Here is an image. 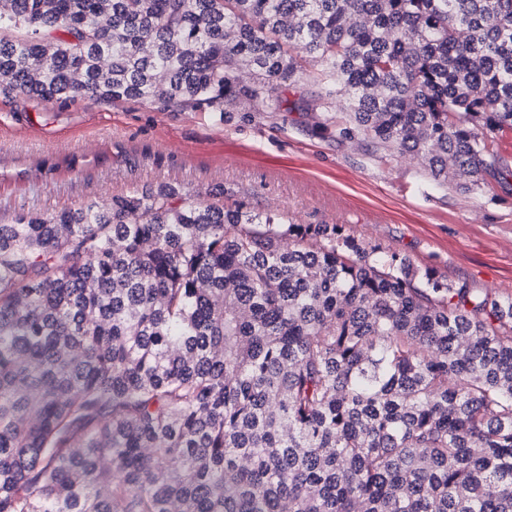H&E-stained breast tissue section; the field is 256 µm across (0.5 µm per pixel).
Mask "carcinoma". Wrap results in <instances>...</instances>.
<instances>
[{"label": "carcinoma", "mask_w": 512, "mask_h": 512, "mask_svg": "<svg viewBox=\"0 0 512 512\" xmlns=\"http://www.w3.org/2000/svg\"><path fill=\"white\" fill-rule=\"evenodd\" d=\"M11 28L0 95L311 109L431 190L512 180V0H0ZM0 512H512V294L172 185L19 215Z\"/></svg>", "instance_id": "obj_1"}]
</instances>
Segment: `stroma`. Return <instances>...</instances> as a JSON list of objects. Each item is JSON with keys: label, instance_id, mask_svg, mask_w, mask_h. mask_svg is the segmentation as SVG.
<instances>
[{"label": "stroma", "instance_id": "35a3bbf8", "mask_svg": "<svg viewBox=\"0 0 512 512\" xmlns=\"http://www.w3.org/2000/svg\"><path fill=\"white\" fill-rule=\"evenodd\" d=\"M313 122L244 101L219 118L140 101L0 96V221L169 184L190 198L220 192L292 224H339L365 246L512 293V185L494 198L453 186L427 192L417 159L377 158ZM44 159L58 171L45 174Z\"/></svg>", "mask_w": 512, "mask_h": 512}]
</instances>
